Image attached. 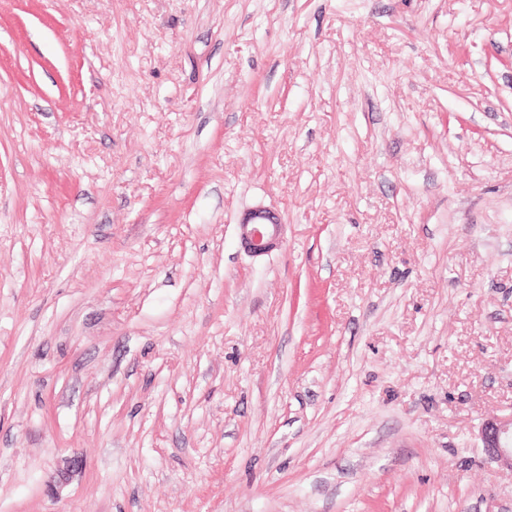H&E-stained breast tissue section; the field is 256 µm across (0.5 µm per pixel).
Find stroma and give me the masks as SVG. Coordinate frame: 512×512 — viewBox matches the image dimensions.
Masks as SVG:
<instances>
[{
  "label": "stroma",
  "instance_id": "1",
  "mask_svg": "<svg viewBox=\"0 0 512 512\" xmlns=\"http://www.w3.org/2000/svg\"><path fill=\"white\" fill-rule=\"evenodd\" d=\"M511 414L512 0H0V512H512ZM283 226L276 213L253 209L238 224L241 245L253 257L268 255L281 247ZM481 440L491 460L512 469V414L485 422Z\"/></svg>",
  "mask_w": 512,
  "mask_h": 512
}]
</instances>
